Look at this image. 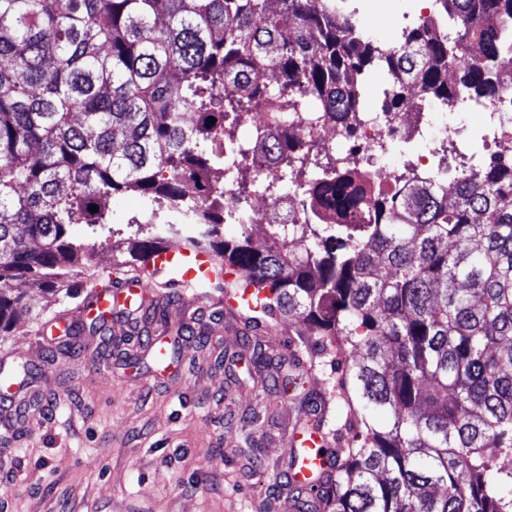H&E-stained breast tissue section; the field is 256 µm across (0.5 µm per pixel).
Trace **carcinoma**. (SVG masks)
<instances>
[{
	"label": "carcinoma",
	"instance_id": "cac0c4a2",
	"mask_svg": "<svg viewBox=\"0 0 512 512\" xmlns=\"http://www.w3.org/2000/svg\"><path fill=\"white\" fill-rule=\"evenodd\" d=\"M435 2L393 49L338 0H0V335L32 316L18 279L71 295L91 242L127 236L116 265L142 272L177 241L233 270L227 287L267 290L248 320L314 336L336 403L323 512H512V157L463 162L451 205L325 170L311 195L378 223L271 224L262 250L246 225L254 194L296 188V113L362 111L371 72L386 115L512 86V0ZM262 111L249 150L283 175L255 184L236 131ZM124 191L142 216L122 229L107 201Z\"/></svg>",
	"mask_w": 512,
	"mask_h": 512
}]
</instances>
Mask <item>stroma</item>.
Instances as JSON below:
<instances>
[{"mask_svg": "<svg viewBox=\"0 0 512 512\" xmlns=\"http://www.w3.org/2000/svg\"><path fill=\"white\" fill-rule=\"evenodd\" d=\"M358 23L382 27L399 46L408 22L433 0H353ZM110 247L97 248L76 281L79 295L51 296L20 281L38 318L0 339V356L33 365L41 409L0 425V512H286L288 437L327 409L325 374L311 370L303 337L221 311L224 295L171 291L165 319L141 332L168 340L159 365L136 335H100L81 324L67 353L62 340L38 343L44 321L79 307L93 281L112 273ZM206 336L198 345L196 335ZM267 360L255 363V346Z\"/></svg>", "mask_w": 512, "mask_h": 512, "instance_id": "obj_1", "label": "stroma"}]
</instances>
